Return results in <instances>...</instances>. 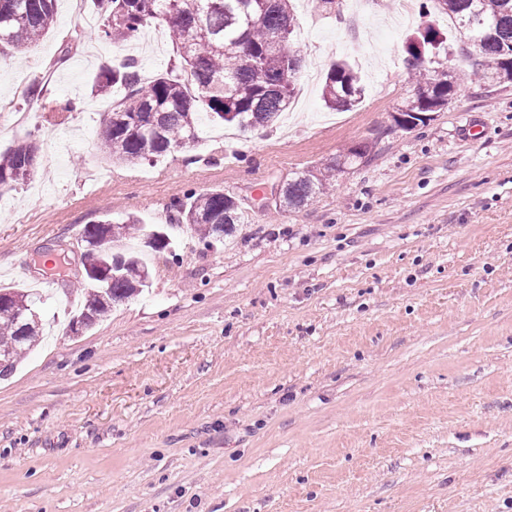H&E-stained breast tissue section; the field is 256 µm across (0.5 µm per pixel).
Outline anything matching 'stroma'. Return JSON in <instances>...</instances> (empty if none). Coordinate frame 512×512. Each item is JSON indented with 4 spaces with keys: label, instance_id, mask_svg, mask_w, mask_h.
<instances>
[{
    "label": "stroma",
    "instance_id": "stroma-1",
    "mask_svg": "<svg viewBox=\"0 0 512 512\" xmlns=\"http://www.w3.org/2000/svg\"><path fill=\"white\" fill-rule=\"evenodd\" d=\"M394 11L297 13L304 67H358L356 110L317 82L290 130L206 121L150 164L102 158L113 102L91 87L112 61L165 70V24L114 44L93 0H57L36 49L0 53V151L39 146L0 192V284L34 288L52 332L0 379V512H512V83L461 82L389 131L411 90ZM359 141L368 161L308 205L258 207ZM210 190L243 218L208 247L173 206ZM106 214L171 225L173 246L147 253L148 293L69 335L82 228ZM63 252L43 284L35 255Z\"/></svg>",
    "mask_w": 512,
    "mask_h": 512
}]
</instances>
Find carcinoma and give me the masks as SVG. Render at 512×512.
<instances>
[{"label":"carcinoma","mask_w":512,"mask_h":512,"mask_svg":"<svg viewBox=\"0 0 512 512\" xmlns=\"http://www.w3.org/2000/svg\"><path fill=\"white\" fill-rule=\"evenodd\" d=\"M250 0H95L102 9L99 37L120 43L135 37L155 21L165 23L177 61L144 84L138 62L127 59L101 70L95 77V94L111 96L126 91L102 126L100 152L112 160L155 161L171 153L179 140L199 138L200 114L212 122L243 129L269 126L291 104L301 59H287L268 50L276 33L293 34L294 0H268L262 17L249 21ZM423 10L438 11L456 20L466 54L473 61L471 75L490 74L512 82V0H426ZM56 20V0H0V46L36 48ZM443 44V34L425 24L405 42L406 68L414 80L412 94L397 109L414 129L430 120L429 113L455 91L457 72L443 82L424 78L431 54ZM365 94L362 79L347 61L333 63L322 87L325 105L350 112ZM38 148L30 138H20L0 152V189L29 179L35 172ZM369 156V145L357 142L343 157L315 176L298 173L286 183L280 206L299 208L320 193L347 162L358 164ZM175 223L188 224L201 240L222 241L240 220L239 205L222 190L208 191L175 205ZM150 230L127 217L114 222L108 215L84 227L86 260L94 268L121 260L124 269L104 280H87L80 316L90 328L112 306L123 303L149 286L150 276H126L125 269L148 270L133 253H112V242ZM42 325H29L25 315H0V378L10 375L23 354L36 345Z\"/></svg>","instance_id":"carcinoma-1"}]
</instances>
